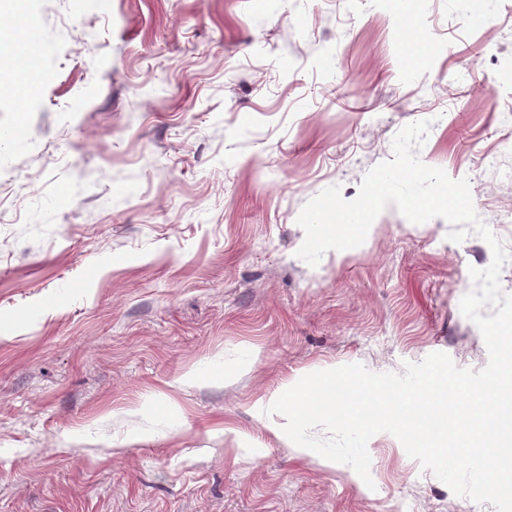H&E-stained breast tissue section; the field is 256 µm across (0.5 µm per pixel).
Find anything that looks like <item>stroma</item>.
Instances as JSON below:
<instances>
[{
	"label": "stroma",
	"mask_w": 512,
	"mask_h": 512,
	"mask_svg": "<svg viewBox=\"0 0 512 512\" xmlns=\"http://www.w3.org/2000/svg\"><path fill=\"white\" fill-rule=\"evenodd\" d=\"M37 89L0 95V512H495L392 434L374 487L265 415L302 376L480 370L475 235L383 210L296 252L427 120L512 253V0H26ZM19 309L22 320H5Z\"/></svg>",
	"instance_id": "1"
}]
</instances>
